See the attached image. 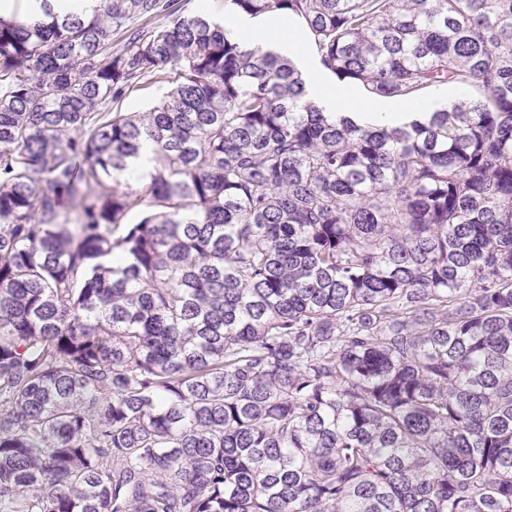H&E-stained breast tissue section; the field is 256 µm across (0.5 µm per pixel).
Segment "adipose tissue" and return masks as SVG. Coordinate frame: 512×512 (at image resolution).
I'll list each match as a JSON object with an SVG mask.
<instances>
[{"label":"adipose tissue","instance_id":"adipose-tissue-1","mask_svg":"<svg viewBox=\"0 0 512 512\" xmlns=\"http://www.w3.org/2000/svg\"><path fill=\"white\" fill-rule=\"evenodd\" d=\"M233 34L247 47H276L278 53L290 56L298 54L304 42L303 33L285 20H268L258 24L250 18H232L228 23ZM308 94L330 112L361 111L378 122L399 124L406 111L427 109V102L413 104L406 102L387 103L364 100L351 96L347 91L333 85L312 80L308 85Z\"/></svg>","mask_w":512,"mask_h":512}]
</instances>
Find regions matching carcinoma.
<instances>
[{"instance_id": "1", "label": "carcinoma", "mask_w": 512, "mask_h": 512, "mask_svg": "<svg viewBox=\"0 0 512 512\" xmlns=\"http://www.w3.org/2000/svg\"><path fill=\"white\" fill-rule=\"evenodd\" d=\"M79 2L0 18V512H512V0H224L374 99L468 91L400 126ZM167 86V82L150 81L133 85L126 90L121 99L101 108L100 112H136L147 109L158 100Z\"/></svg>"}]
</instances>
